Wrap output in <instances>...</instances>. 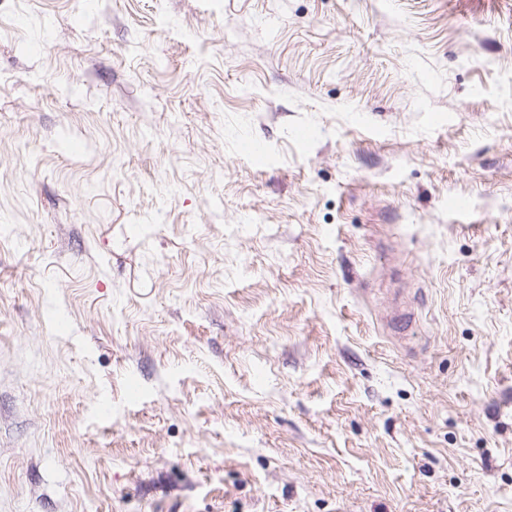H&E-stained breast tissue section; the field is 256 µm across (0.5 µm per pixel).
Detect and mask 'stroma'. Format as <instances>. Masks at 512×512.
<instances>
[{"label": "stroma", "instance_id": "obj_1", "mask_svg": "<svg viewBox=\"0 0 512 512\" xmlns=\"http://www.w3.org/2000/svg\"><path fill=\"white\" fill-rule=\"evenodd\" d=\"M0 512H512V0H0Z\"/></svg>", "mask_w": 512, "mask_h": 512}]
</instances>
